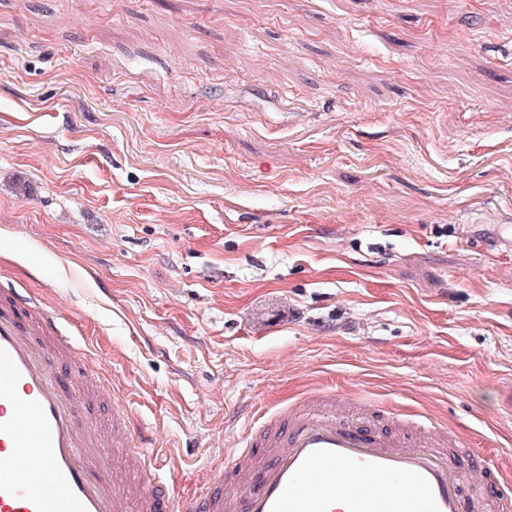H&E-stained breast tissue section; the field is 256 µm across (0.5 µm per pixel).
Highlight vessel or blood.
<instances>
[{"label": "vessel or blood", "instance_id": "1", "mask_svg": "<svg viewBox=\"0 0 512 512\" xmlns=\"http://www.w3.org/2000/svg\"><path fill=\"white\" fill-rule=\"evenodd\" d=\"M86 362L51 310L0 289V512H512L511 486L473 497L431 420L365 427L332 394L272 413L171 507L153 459L90 426Z\"/></svg>", "mask_w": 512, "mask_h": 512}]
</instances>
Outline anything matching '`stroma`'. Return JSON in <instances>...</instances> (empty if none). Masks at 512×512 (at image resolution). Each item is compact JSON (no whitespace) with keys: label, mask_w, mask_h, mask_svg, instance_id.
Segmentation results:
<instances>
[{"label":"stroma","mask_w":512,"mask_h":512,"mask_svg":"<svg viewBox=\"0 0 512 512\" xmlns=\"http://www.w3.org/2000/svg\"><path fill=\"white\" fill-rule=\"evenodd\" d=\"M496 226L512 0H0V289L109 371L172 500L313 392L512 484Z\"/></svg>","instance_id":"obj_1"}]
</instances>
